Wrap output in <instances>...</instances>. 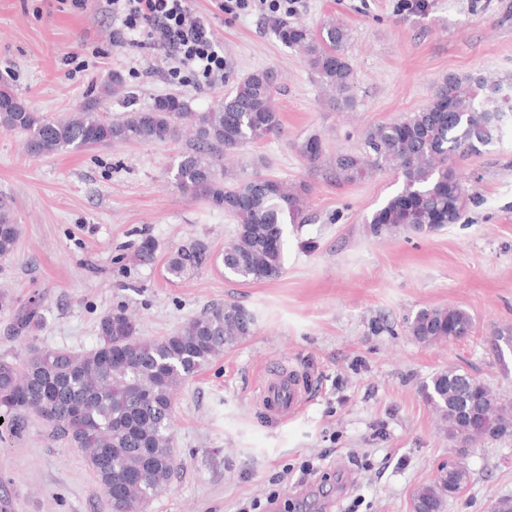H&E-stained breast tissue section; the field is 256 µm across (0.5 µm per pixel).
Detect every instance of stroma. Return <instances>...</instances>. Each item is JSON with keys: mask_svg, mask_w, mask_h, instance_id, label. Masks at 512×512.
<instances>
[{"mask_svg": "<svg viewBox=\"0 0 512 512\" xmlns=\"http://www.w3.org/2000/svg\"><path fill=\"white\" fill-rule=\"evenodd\" d=\"M224 47V82L172 79L160 54L146 72L142 51L113 43L114 24L99 0H0V85L32 110L59 119L96 105L112 119L177 96L190 110L217 105L249 73L280 76V133L225 160L266 171L306 193L308 220L286 227L285 271L258 283L225 278L216 264L170 282L161 262L194 239L220 253L235 230L223 211L190 199L171 169L183 142L118 143L31 157L20 133L0 128V202L21 227L15 251L0 258V358L24 362L30 347L86 352L98 343L102 315L125 308L139 335L173 334L211 305L253 311L252 336L224 350L175 396L177 470L146 512H237L278 491L276 512H412L413 491L429 483L455 451L420 388L455 368L512 398V352L498 356L496 329L512 328V132L480 155L450 160L467 196L457 223L423 235L369 233L365 215L393 195L401 175L377 172L336 183L327 161L357 150L370 126L423 109L437 81L456 73L512 75V0H303L298 21L341 20L357 73L356 110L329 107L302 56L258 14L231 16L216 0H194ZM120 89L103 96L112 77ZM324 163L300 153L311 135ZM160 263L135 266L142 238ZM42 301L41 325L17 333L15 308ZM458 306L474 320L471 336L425 345L407 318L424 307ZM288 364L313 382L308 403L272 422L253 395L262 372ZM314 464L301 483L275 488L283 470ZM468 487L444 512H491L512 498V434L469 449ZM0 512H112L81 452L52 436L36 415L0 418Z\"/></svg>", "mask_w": 512, "mask_h": 512, "instance_id": "obj_1", "label": "stroma"}]
</instances>
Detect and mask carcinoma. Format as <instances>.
Instances as JSON below:
<instances>
[{"instance_id": "carcinoma-1", "label": "carcinoma", "mask_w": 512, "mask_h": 512, "mask_svg": "<svg viewBox=\"0 0 512 512\" xmlns=\"http://www.w3.org/2000/svg\"><path fill=\"white\" fill-rule=\"evenodd\" d=\"M279 40L300 52L330 106L356 108L352 90L357 80L345 47L347 28L336 20L313 29L305 23L284 25ZM278 73L253 72L241 79L216 107L191 112L177 97L157 100L147 111L129 112L113 121L95 106L59 120L33 111L11 90L0 88V127L25 137L33 157L74 152L114 143L177 140L190 126L186 148L173 169L175 187L185 196L222 208L236 221L235 237L224 252L212 256L209 245L193 240L171 252L164 262L165 278L181 281L214 260L224 276L244 283L278 277L285 270V225L306 222L304 202L282 181L253 173L234 178L224 155L258 143L281 129L273 105ZM512 120V78L483 72L448 74L437 85L431 102L397 121L369 127L357 152H340L333 174L354 182L375 171L402 174V188L365 218L375 236L402 227L416 234L433 232L457 222L466 197L448 158L478 155L502 141ZM316 165L323 157L318 135L300 148ZM21 228L0 205V257L16 249ZM157 245L142 239L133 254L136 265L152 268ZM16 329L40 326L39 301L16 312ZM255 314L242 305L213 304L161 339H142L136 321L119 308L99 321L97 346L88 352L32 349L21 364L0 360V409L17 418L37 415L51 432L81 451L112 512H144L165 489L178 466L171 448L173 397L179 385L201 371L212 358L252 335ZM417 341L431 345L448 334L468 336L474 321L457 306L426 307L408 319ZM488 401L492 427L472 426L459 413L473 391ZM426 402L448 430L451 441L462 440L452 468L441 467L434 480L413 494V512H441L448 491L470 480L466 446L512 428V402L486 382L456 369L437 372L423 388Z\"/></svg>"}]
</instances>
